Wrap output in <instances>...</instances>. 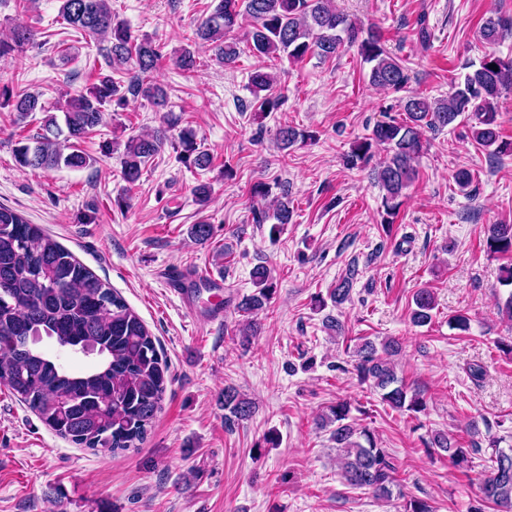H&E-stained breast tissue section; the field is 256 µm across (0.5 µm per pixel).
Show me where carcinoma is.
Listing matches in <instances>:
<instances>
[{
    "mask_svg": "<svg viewBox=\"0 0 512 512\" xmlns=\"http://www.w3.org/2000/svg\"><path fill=\"white\" fill-rule=\"evenodd\" d=\"M59 23L85 40L102 41L97 48L107 66L120 72L133 64L135 74L127 84L110 75L67 97L57 106L63 113L69 152L47 136L33 143L18 141L15 158L22 168L51 169L64 165L86 167L90 157L80 149L85 135L103 122L104 113L122 112L129 97H141L157 107L166 102L162 86L151 80L164 55L147 37L135 35L112 12L110 0H60ZM248 23L246 45L269 64L250 74L251 90L261 100L263 112H273L280 98L273 95L276 78L270 63L281 55L300 60L314 54L328 58L344 44L358 47L364 62L371 65V85L399 92L406 88L408 68L387 51L376 31L363 32L339 12L335 0H218L212 12L193 32V43L209 49L215 60L230 65L239 58V43L230 34ZM480 39L494 45L512 36V18L490 17L480 27ZM35 31L15 26L0 38V59L14 58L32 42ZM174 65L189 73L198 67L195 51L188 47L171 54ZM495 64L498 70L490 69ZM512 90V57L487 54L479 64L468 66L461 82L440 99L415 93L400 102L405 118L390 114L377 121L372 135L353 143L346 154L351 166L367 162L375 145H383L388 157L374 169V181L384 191L382 204L391 223L404 191L416 176L415 160L427 149L423 129L439 131L463 117L469 121L472 140L493 157L512 155V141L500 138L497 99ZM0 109L26 118L46 107L39 96L21 93L0 83ZM303 138L290 125L279 128V148L286 151ZM165 133L131 137L125 145L122 173L129 183L141 176L142 166L157 155ZM185 159L199 170L211 167L213 156L199 150L196 132L185 127L179 132ZM290 201H279L273 212L258 211L255 222L272 221L270 233L292 221ZM492 253L512 252V224H492L486 234ZM356 269L351 268L330 293L340 305L351 293ZM255 290L242 296L236 309L252 315L264 309L276 289L270 269L257 265L251 272ZM410 318L417 326L431 323L435 309L432 291L421 288L413 295ZM73 354L94 356V364L75 374L40 347L43 338ZM402 351L397 339L377 344L364 338L356 345L355 369L360 380L381 392L390 408L409 413L426 410L422 390L407 387L396 373L395 357ZM169 366L157 339L124 298L70 251L15 210L0 205V385L7 386L40 420L60 437L93 451L115 453L136 448L164 398ZM252 413L251 402L235 388L224 389V425L232 427ZM350 404L338 401L321 417L318 426L330 428L341 459V477L355 489L369 490L379 499H390L396 486L395 465L388 449L367 428L349 419ZM431 447L448 454L456 465L468 462V449L450 434L432 435ZM492 466L482 481V500L500 512H512V452L495 450Z\"/></svg>",
    "mask_w": 512,
    "mask_h": 512,
    "instance_id": "cac0c4a2",
    "label": "carcinoma"
}]
</instances>
